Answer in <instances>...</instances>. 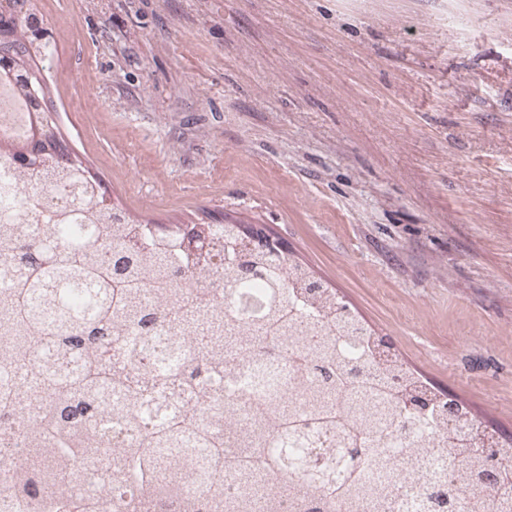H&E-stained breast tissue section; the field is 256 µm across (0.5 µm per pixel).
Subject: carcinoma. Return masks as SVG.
Wrapping results in <instances>:
<instances>
[{"mask_svg": "<svg viewBox=\"0 0 512 512\" xmlns=\"http://www.w3.org/2000/svg\"><path fill=\"white\" fill-rule=\"evenodd\" d=\"M49 45L32 0H0V53L14 66L10 81L40 103L38 137L29 144L38 162L22 168L62 195L79 196L94 184L91 206L103 223L80 236L65 233L64 213L32 232L0 225V442L20 433L32 455L30 470L9 487L59 512H252L258 499L251 491L269 479L287 488L297 512H363L390 496L391 484L369 478L389 448L426 475L403 503L406 512H456L467 486L470 512H484L486 491L511 509L512 436L485 446L484 422L462 401L448 414L447 392L436 388L430 406H414V371L406 362L385 366L369 349L341 350L344 339L395 345L305 263L265 249V228L237 224L225 245L203 256L180 247L159 253L156 242L169 232L151 224L116 234L125 212L105 203L101 182L63 146L49 115L50 89L39 68ZM102 249L110 254L106 263L98 260ZM199 275L222 287H184ZM252 288L265 289L267 301L246 314L241 305ZM163 330L189 336L182 363L133 370L129 341ZM295 335L303 343L293 360L300 403L278 391L256 402L242 451L228 447L224 428L192 403L152 421L147 406L170 384L190 399L220 391L233 402L249 400L238 371L279 362ZM114 392L132 402L127 416L142 432L114 449L115 468L99 470L97 484L88 485L87 465L106 444L94 422ZM365 401L373 403L367 419L352 411ZM423 425L442 428L444 444L464 462L456 478L428 473L430 455L398 447ZM327 432L336 437V455L323 462L304 456L308 440ZM227 470L244 489L224 487Z\"/></svg>", "mask_w": 512, "mask_h": 512, "instance_id": "1", "label": "carcinoma"}]
</instances>
